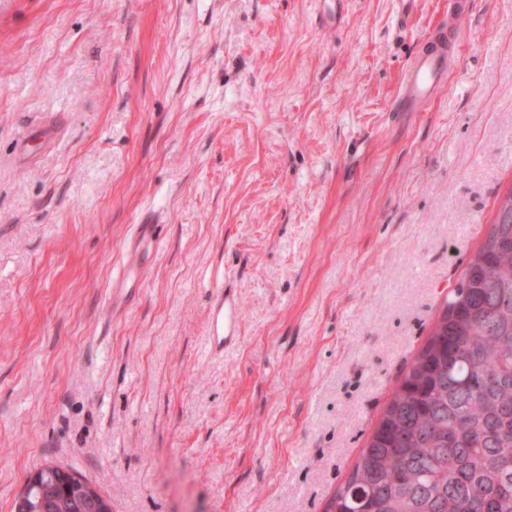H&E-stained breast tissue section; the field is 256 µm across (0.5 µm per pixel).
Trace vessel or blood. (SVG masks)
<instances>
[{
	"label": "vessel or blood",
	"instance_id": "b4317fda",
	"mask_svg": "<svg viewBox=\"0 0 512 512\" xmlns=\"http://www.w3.org/2000/svg\"><path fill=\"white\" fill-rule=\"evenodd\" d=\"M447 70L448 55L443 47L431 44L417 54L403 77L401 111L409 112L413 107L429 102L444 82ZM162 243L155 220L146 219L138 225L135 246L156 252ZM210 313L209 348L221 353L238 341L239 301L232 289L223 287L216 290Z\"/></svg>",
	"mask_w": 512,
	"mask_h": 512
}]
</instances>
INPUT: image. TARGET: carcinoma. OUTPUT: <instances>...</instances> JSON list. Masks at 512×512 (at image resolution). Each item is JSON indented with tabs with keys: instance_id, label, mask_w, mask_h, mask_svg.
<instances>
[{
	"instance_id": "obj_1",
	"label": "carcinoma",
	"mask_w": 512,
	"mask_h": 512,
	"mask_svg": "<svg viewBox=\"0 0 512 512\" xmlns=\"http://www.w3.org/2000/svg\"><path fill=\"white\" fill-rule=\"evenodd\" d=\"M79 495L52 484L45 506ZM326 512H512V199Z\"/></svg>"
}]
</instances>
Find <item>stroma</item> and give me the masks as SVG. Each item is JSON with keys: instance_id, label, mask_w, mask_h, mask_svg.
Masks as SVG:
<instances>
[{"instance_id": "obj_1", "label": "stroma", "mask_w": 512, "mask_h": 512, "mask_svg": "<svg viewBox=\"0 0 512 512\" xmlns=\"http://www.w3.org/2000/svg\"><path fill=\"white\" fill-rule=\"evenodd\" d=\"M511 191L512 0H0V512H324ZM448 70V55L442 46L425 47L412 61L402 81L401 112L429 102ZM141 222L136 226L138 231L134 246H141L142 251L158 252L163 243L158 231L159 224L153 219H142ZM209 349L224 353L238 341L239 301L231 288H216L210 308ZM42 471L44 473H47L55 478L60 477L62 479H67L71 483H76L77 481H80L83 483V481L75 476L70 471L59 467L55 465H50L47 467H44L43 469L37 471L33 474L32 479L30 483L27 485L25 491L18 497L16 500V508L15 511L17 512H43L44 502L41 499V496H37L32 492V488L38 487V476L39 472ZM80 494L77 487L51 484L45 493V506L48 512H74L72 503Z\"/></svg>"}]
</instances>
